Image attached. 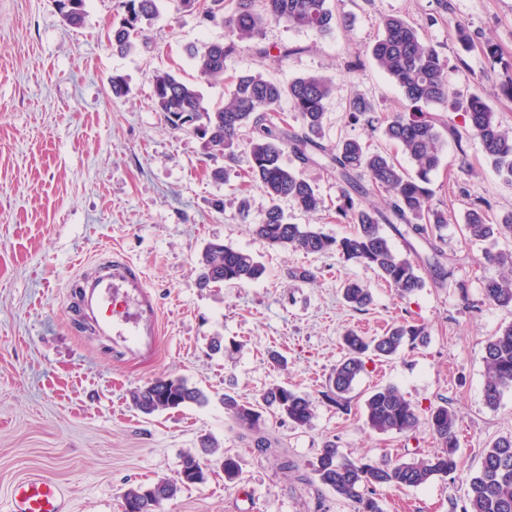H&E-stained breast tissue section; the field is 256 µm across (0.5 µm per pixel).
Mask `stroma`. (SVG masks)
Instances as JSON below:
<instances>
[{"mask_svg":"<svg viewBox=\"0 0 512 512\" xmlns=\"http://www.w3.org/2000/svg\"><path fill=\"white\" fill-rule=\"evenodd\" d=\"M118 5L86 0L84 25L71 28L52 0H0V512H8L14 485L33 474L62 488L66 512H122L127 488L176 478L187 452L206 464L207 479L182 488L159 512H355L312 471L323 444L377 462L434 452L439 444L426 419L444 402L458 416V476L383 486L377 496L384 512H463L467 476L493 440L512 434V390L493 408L483 395L486 341L512 323V309L485 298V278L501 270L480 264L484 246L467 239L464 216L484 200L491 221H502L512 213V183L490 166L477 140L443 134L431 188L447 224L427 240L387 234L425 279L424 288L402 298L369 266L333 252L275 247L256 235L270 200L250 180L243 145L207 159L201 140L174 132L156 111L152 81L156 72H174L215 106L243 73L284 85L317 73L335 86L325 143L354 138L385 149L381 130L350 123L346 106L360 92L378 118L405 110L402 90L371 56L381 17L395 15L422 25L424 39L447 60L457 104L450 124L464 129L467 102L478 94L512 128L502 65H491L484 51L494 45L512 64V0H448L444 10L436 0H331L342 19L332 34L268 24V55L241 44L223 80L212 84L198 80L189 49L223 40L221 23L159 0L145 31L148 46L121 56L111 44ZM460 24L470 47L457 39ZM284 45L297 49L285 60L278 56ZM115 73L129 85L120 98L110 86ZM217 164L220 182L211 176ZM301 173L321 209L308 214L283 203L288 223L337 239L350 235L352 225L338 215L342 183L320 163ZM215 240L252 255L266 276L239 287H199L201 254ZM106 246L144 267L161 302L162 335L151 359L123 361L103 337L73 327V280ZM437 259L447 279L433 275ZM304 270L312 279L301 278ZM348 281L370 289L367 310L344 301ZM396 322L424 327L426 342L367 362L346 402L336 404L328 380L344 355V334L370 336ZM217 336L225 348L216 353L210 343ZM273 350L286 357V368L271 362ZM161 375L200 388L206 403L150 416L136 411L132 391ZM284 383L311 398V424L300 428L266 414L279 444L258 450L226 414L224 396L252 403ZM382 385L396 387L415 408V430L369 427L364 401ZM208 436L237 460L236 483L225 484L219 463L203 453Z\"/></svg>","mask_w":512,"mask_h":512,"instance_id":"stroma-1","label":"stroma"}]
</instances>
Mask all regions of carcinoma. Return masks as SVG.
<instances>
[{"label":"carcinoma","mask_w":512,"mask_h":512,"mask_svg":"<svg viewBox=\"0 0 512 512\" xmlns=\"http://www.w3.org/2000/svg\"><path fill=\"white\" fill-rule=\"evenodd\" d=\"M231 13L223 16L224 40L205 43L192 50L199 76L208 82L224 79V71L242 42L260 40L267 24L283 23L290 28H305L319 37L331 33L336 25L330 0H234ZM122 9L112 30V49L128 54L144 41V26L157 14L156 0H120ZM381 35L372 47L377 65L403 90L409 103L406 112L389 117L383 135L401 148L416 167L408 173L390 153L371 150L358 139L346 138L334 146L323 143L325 105L334 91L332 82L322 76L299 77L284 86L259 73L237 76L234 88L224 105L211 108L197 87L178 75L159 71L153 78V102L169 127L188 134L183 117L190 114L204 129L201 139L209 157L224 155V149L240 141L248 132L244 147L250 156V175L271 200L262 223L254 232L278 247H292L307 254L336 251L345 261L366 264L405 298L424 287L418 265L398 255L383 232L391 226L400 236L420 238L448 223L447 213L430 203L431 175L441 164L442 135L440 129L462 141L475 137L484 156L500 174L512 179V133L502 128L492 108L479 96H474L466 111L465 132L448 126L444 116L426 111L431 106H450L447 62L440 52L427 43L421 27L401 17L385 16L380 21ZM288 99L301 131L278 126L272 113L282 99ZM349 120L374 125L377 121L373 103L356 93L349 101ZM290 153L305 165L317 155L328 157L336 177L346 183L357 196L367 194L361 184L368 178L371 186L386 194V205L380 209L365 206L345 192L339 215L354 225L351 235L329 238L310 226L286 222L280 202L288 201L305 212L319 210L321 202L312 184L295 169L283 163ZM488 205L477 203L469 210L464 230L469 239L494 242L499 236L512 234V214L492 224L487 219ZM199 285H243L263 278L266 267L250 254L227 245L208 244L201 257ZM487 300L501 307L512 308V277H489L484 280ZM346 303L363 311L371 303V291L356 282L343 288ZM425 328L415 325H393L382 335L367 338L356 333L344 336L343 359L329 378V388L336 404L345 400L353 383L366 370V359L389 358L396 355L404 342L424 340ZM487 368L484 385L486 404L494 408L504 392L512 389V323L490 337L485 344ZM206 397L186 380L159 377L137 388L131 394L133 406L145 415L176 409L190 404L201 405ZM224 409L232 422L251 434L257 448L272 447L265 429L263 411L271 410L297 427H308L313 418L308 396L275 384L268 387L256 403L241 402L230 394L224 395ZM369 426L379 432H407L415 429L419 416L414 407L392 386L378 387L365 400ZM429 427L439 441L440 451L430 457L410 460H388L380 463L349 458L338 446L324 443L316 462L312 464L319 482L356 505L357 512H383L376 498L383 486L418 487L436 478L454 475L459 469L457 446L458 418L448 404L430 409ZM205 465L194 454L182 457L178 479L156 483L157 496L148 502L145 486L129 487L122 495L123 512H157L161 503L177 496L182 488L204 480ZM224 481L235 483L240 474L237 460L222 456ZM468 508L465 512H512V435L494 440L483 451L478 470L469 478Z\"/></svg>","instance_id":"1"}]
</instances>
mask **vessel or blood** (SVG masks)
Listing matches in <instances>:
<instances>
[{
	"label": "vessel or blood",
	"instance_id": "1",
	"mask_svg": "<svg viewBox=\"0 0 512 512\" xmlns=\"http://www.w3.org/2000/svg\"><path fill=\"white\" fill-rule=\"evenodd\" d=\"M81 323L111 339L122 356H153L159 346L161 310L144 271L113 251L110 258L88 266L75 281ZM10 512H64V493L47 477L17 483Z\"/></svg>",
	"mask_w": 512,
	"mask_h": 512
}]
</instances>
